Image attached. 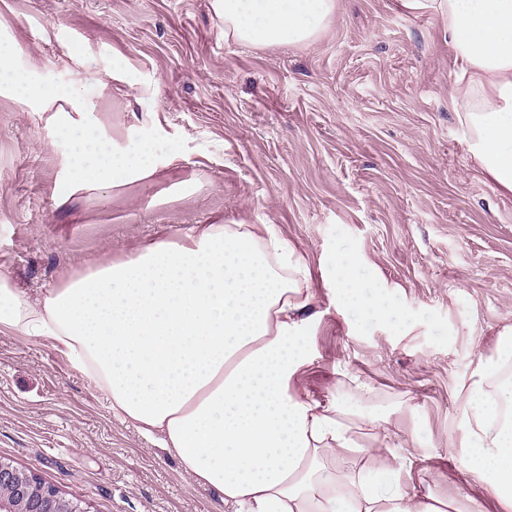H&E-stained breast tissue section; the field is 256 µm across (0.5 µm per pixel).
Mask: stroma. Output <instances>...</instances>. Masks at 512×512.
Instances as JSON below:
<instances>
[{"label": "stroma", "instance_id": "obj_1", "mask_svg": "<svg viewBox=\"0 0 512 512\" xmlns=\"http://www.w3.org/2000/svg\"><path fill=\"white\" fill-rule=\"evenodd\" d=\"M0 22L19 64L52 88L80 83L88 121L122 147L149 138L161 164L56 207L68 140L46 147L37 113L0 96L12 287L36 297L201 224L275 225L311 270L310 363L292 388L354 413L360 450L343 470L380 452L366 422L378 417L396 453L414 454L416 486L504 512L461 467L459 426L480 363L512 329V192L469 152L439 14L336 0L316 43L267 48L225 38L212 0H0ZM342 250L400 318L362 321L340 300ZM0 460L85 512H225L44 337L0 333Z\"/></svg>", "mask_w": 512, "mask_h": 512}]
</instances>
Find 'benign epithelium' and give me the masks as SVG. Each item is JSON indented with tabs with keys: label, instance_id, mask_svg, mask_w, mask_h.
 <instances>
[{
	"label": "benign epithelium",
	"instance_id": "obj_1",
	"mask_svg": "<svg viewBox=\"0 0 512 512\" xmlns=\"http://www.w3.org/2000/svg\"><path fill=\"white\" fill-rule=\"evenodd\" d=\"M0 512H84L81 506L63 497L25 471L0 460Z\"/></svg>",
	"mask_w": 512,
	"mask_h": 512
}]
</instances>
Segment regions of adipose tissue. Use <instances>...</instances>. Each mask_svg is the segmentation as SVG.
I'll list each match as a JSON object with an SVG mask.
<instances>
[{"mask_svg": "<svg viewBox=\"0 0 512 512\" xmlns=\"http://www.w3.org/2000/svg\"><path fill=\"white\" fill-rule=\"evenodd\" d=\"M447 20L453 95L473 137L474 161L512 192V0H429ZM225 38L254 47L306 46L327 28L336 0H213ZM44 114L49 140L70 139L65 206L86 186L117 188L154 176L148 141L120 148L85 119L78 88L49 89L37 67H18L0 48V94ZM359 261L338 253L335 282L361 315L393 309ZM304 258L274 225L204 224L179 242L160 241L110 261L66 287L30 300L0 274V332L50 338L106 398L114 416L146 435L210 488L227 512H442L411 487L413 461L372 455L359 472L336 469L354 448L334 404L292 391L309 362L303 311L313 295ZM512 360V330L498 360L479 366L464 422V467L512 512V386L485 388Z\"/></svg>", "mask_w": 512, "mask_h": 512, "instance_id": "1", "label": "adipose tissue"}]
</instances>
